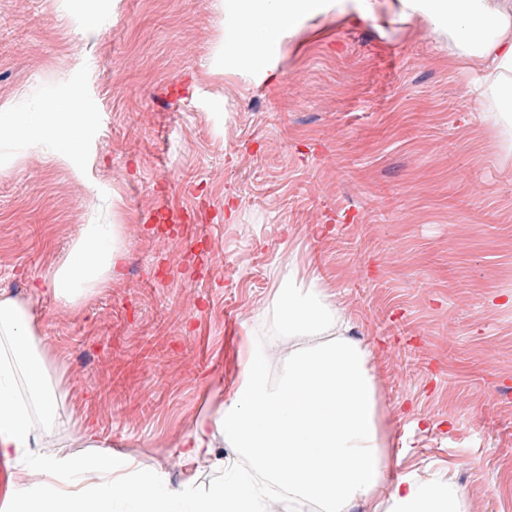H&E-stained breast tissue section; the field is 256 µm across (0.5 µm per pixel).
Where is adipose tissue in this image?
I'll list each match as a JSON object with an SVG mask.
<instances>
[{"instance_id":"adipose-tissue-1","label":"adipose tissue","mask_w":512,"mask_h":512,"mask_svg":"<svg viewBox=\"0 0 512 512\" xmlns=\"http://www.w3.org/2000/svg\"><path fill=\"white\" fill-rule=\"evenodd\" d=\"M344 0H226L234 28V66L241 74L282 50L306 22L327 20ZM360 16L388 15L407 23L423 17L451 40L455 55L487 64L482 97L486 120L504 145L512 144V0H362ZM91 122L79 91L35 115L0 114L28 146H51L54 159L75 166L79 135ZM122 252L120 227L88 224L67 260L48 278L59 299L78 303L111 282ZM275 324L264 342L249 346L241 379L229 397L222 380L210 384L217 406L200 415L181 441L179 460L211 462L214 439L236 448L227 479L205 491L162 486L159 471L127 464L111 450L91 457L40 454L62 423L59 395L47 359L38 352L33 316L16 299H0V457L31 453L16 479L10 512H112L114 500L136 512H280L278 490L317 504L320 512H467L454 480L419 471L390 473L371 353L350 335V321L317 272H273ZM286 361L276 374L269 356Z\"/></svg>"}]
</instances>
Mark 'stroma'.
Instances as JSON below:
<instances>
[{
    "mask_svg": "<svg viewBox=\"0 0 512 512\" xmlns=\"http://www.w3.org/2000/svg\"><path fill=\"white\" fill-rule=\"evenodd\" d=\"M224 2L0 0V113L76 89L92 114L79 177L0 129V296L28 303L66 415L205 490L221 470L176 446L211 379L235 389L293 257L370 347L401 467L512 512V153L480 72L425 22L347 14L244 80ZM164 205L197 220L148 223ZM87 224L120 225L123 256L68 304L46 280Z\"/></svg>",
    "mask_w": 512,
    "mask_h": 512,
    "instance_id": "obj_1",
    "label": "stroma"
}]
</instances>
